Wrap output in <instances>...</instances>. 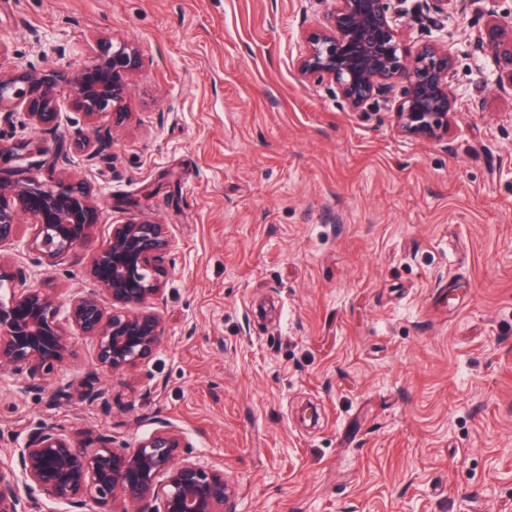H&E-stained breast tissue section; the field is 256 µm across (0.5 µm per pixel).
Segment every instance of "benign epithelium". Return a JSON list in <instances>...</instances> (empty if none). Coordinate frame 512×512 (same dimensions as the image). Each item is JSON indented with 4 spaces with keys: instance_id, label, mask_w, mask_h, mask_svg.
Wrapping results in <instances>:
<instances>
[{
    "instance_id": "7a95c632",
    "label": "benign epithelium",
    "mask_w": 512,
    "mask_h": 512,
    "mask_svg": "<svg viewBox=\"0 0 512 512\" xmlns=\"http://www.w3.org/2000/svg\"><path fill=\"white\" fill-rule=\"evenodd\" d=\"M319 25L303 32L305 51L297 70L305 80L330 82L348 107L362 113L400 88L395 127L404 137H448L456 113L451 91L455 57L448 44L429 40L414 51L390 11V0H325ZM427 19L442 28L453 13L486 18L488 37L479 39L494 66L496 90L512 91V16L498 13V0H424ZM102 50L88 67L35 78L0 71V125L13 121L23 105L40 134L37 149L51 154L48 174L0 181V246L19 235L23 212L32 219L25 248L32 262L55 266L89 246L97 223L94 186L67 170L68 157L51 151L49 138L61 128L60 99L90 120L112 114L121 126L125 101L143 57L131 41H100ZM171 248L166 225L132 220L112 225L110 242L89 270L93 287L60 310L50 282L27 285L0 254V377L39 381L75 357L72 331L96 343V360L112 371L132 370L164 339L160 317L146 309L163 296ZM112 299L105 307L101 295ZM134 448L115 445L112 435L78 443L62 429L31 427L23 447L0 431V446L10 449L0 461V512H33L40 501L85 512L88 503L104 512H224L230 489L224 471L189 458L187 436L165 420Z\"/></svg>"
}]
</instances>
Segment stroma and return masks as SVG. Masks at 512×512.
<instances>
[{
	"instance_id": "stroma-1",
	"label": "stroma",
	"mask_w": 512,
	"mask_h": 512,
	"mask_svg": "<svg viewBox=\"0 0 512 512\" xmlns=\"http://www.w3.org/2000/svg\"><path fill=\"white\" fill-rule=\"evenodd\" d=\"M320 0H0V67L88 66L101 37L145 66L130 119L63 128L99 210L50 267L61 304L113 225L166 224L165 339L109 373L72 338L61 374L0 378V429L38 423L135 446L164 419L223 469L226 512H512V93L492 90L486 20L449 19L460 96L447 138L399 135L302 81ZM111 131L85 171L78 143ZM93 377L110 408L58 395Z\"/></svg>"
}]
</instances>
